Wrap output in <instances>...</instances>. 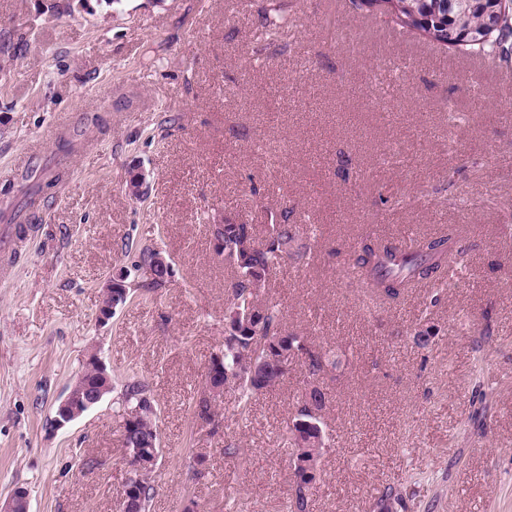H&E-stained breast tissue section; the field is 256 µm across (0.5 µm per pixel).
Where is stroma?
<instances>
[{
  "mask_svg": "<svg viewBox=\"0 0 512 512\" xmlns=\"http://www.w3.org/2000/svg\"><path fill=\"white\" fill-rule=\"evenodd\" d=\"M240 2L0 0V212L24 205L28 170L55 180L0 278V502L24 486L31 512H115L118 392L139 380L163 448L150 512H287L302 362L249 417L231 389L214 423L197 416L232 301L213 223L262 236L287 208L306 259L265 297L342 360L323 379L309 512H376L389 486L405 512H512V61L485 71L409 31L382 45L390 18L350 0ZM451 228L466 267L431 315L426 291L389 303L346 275L361 232ZM142 246L171 259L165 287L144 288ZM116 269L130 296L101 325ZM94 353L113 393L53 430Z\"/></svg>",
  "mask_w": 512,
  "mask_h": 512,
  "instance_id": "obj_1",
  "label": "stroma"
}]
</instances>
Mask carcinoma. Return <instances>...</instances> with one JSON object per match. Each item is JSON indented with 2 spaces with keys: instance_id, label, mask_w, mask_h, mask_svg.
Returning a JSON list of instances; mask_svg holds the SVG:
<instances>
[{
  "instance_id": "1",
  "label": "carcinoma",
  "mask_w": 512,
  "mask_h": 512,
  "mask_svg": "<svg viewBox=\"0 0 512 512\" xmlns=\"http://www.w3.org/2000/svg\"><path fill=\"white\" fill-rule=\"evenodd\" d=\"M352 6L369 12L380 10L392 22L408 31H417L438 44L454 47L465 55L492 57L505 60L509 46L505 41L512 34V0H485L483 4L450 3L448 0H351ZM283 222L272 220L264 240L256 238L251 224L224 225V251L235 257L229 266L236 272L230 282L232 303L224 328V349L211 362L220 367L217 384L232 383L239 392L242 410L250 407L256 394L272 388L288 377V371L266 354V351L288 349V342L297 339L282 328V311L278 306L261 299L262 290L276 274L281 264L292 258L300 260L304 253L298 250L296 225L288 223V212L282 213ZM158 250L138 249V267L153 269L146 288H160L167 283L165 270L155 266ZM465 246L450 231L435 236H418L408 250L389 239L370 234L355 246L353 267L358 271V282L374 295L395 301L417 288H428L426 312L440 302V293L447 285L450 269L462 266ZM262 309L261 325L247 316V310ZM340 364L339 356L331 349H314L303 362L307 388L297 402L293 421L309 420L314 426L288 430L286 445L295 452L299 442L306 443L305 455L311 460L325 448V431L319 418L311 410L320 411L326 403L323 377ZM124 416L135 415L136 430L129 442L137 447H148L156 440V413L149 412L154 404L146 385L135 381L127 384L122 393ZM377 505L390 512L397 505L406 507L402 493L391 488L379 496Z\"/></svg>"
}]
</instances>
